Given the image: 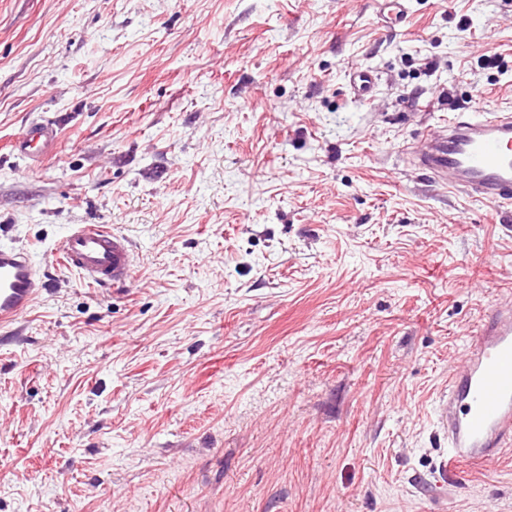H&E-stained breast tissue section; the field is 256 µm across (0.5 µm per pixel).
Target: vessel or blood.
<instances>
[{
  "label": "vessel or blood",
  "instance_id": "b4317fda",
  "mask_svg": "<svg viewBox=\"0 0 512 512\" xmlns=\"http://www.w3.org/2000/svg\"><path fill=\"white\" fill-rule=\"evenodd\" d=\"M377 17L388 28L406 17L405 0H376ZM375 82L366 68L352 69L350 91L363 99ZM58 127L41 121L25 127L10 143L12 154L33 161L49 155ZM419 169L438 182L481 199L512 204V113L481 106L452 113L447 123L413 156ZM60 265L88 284L124 280L131 271L127 238L98 224L73 225L55 245ZM42 290L41 271L27 250L0 245V324L24 313ZM448 436L438 470L456 475L461 463L482 464L512 447V300L492 304L470 337L465 361L448 383L437 409Z\"/></svg>",
  "mask_w": 512,
  "mask_h": 512
}]
</instances>
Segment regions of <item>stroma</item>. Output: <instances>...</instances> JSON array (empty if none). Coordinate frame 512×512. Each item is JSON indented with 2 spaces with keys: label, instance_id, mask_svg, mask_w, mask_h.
Returning <instances> with one entry per match:
<instances>
[{
  "label": "stroma",
  "instance_id": "stroma-1",
  "mask_svg": "<svg viewBox=\"0 0 512 512\" xmlns=\"http://www.w3.org/2000/svg\"><path fill=\"white\" fill-rule=\"evenodd\" d=\"M477 104L512 110V0H0V243L44 274L0 327V512H512V447L444 481L435 414L512 205L408 152ZM36 119L54 154L5 151ZM74 224L130 276L57 264ZM377 17L380 23L387 28H394L402 23L406 17V0H376ZM375 82V74L366 68H354L349 78L350 91L355 99H364ZM52 255L90 285L124 280L131 271L127 238L99 224H74L55 245Z\"/></svg>",
  "mask_w": 512,
  "mask_h": 512
}]
</instances>
